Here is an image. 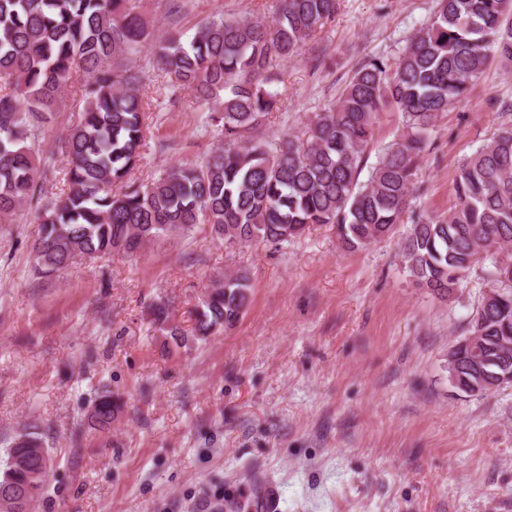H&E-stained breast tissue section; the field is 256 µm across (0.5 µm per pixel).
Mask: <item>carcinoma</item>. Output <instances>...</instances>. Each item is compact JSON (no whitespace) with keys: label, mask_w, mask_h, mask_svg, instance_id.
<instances>
[{"label":"carcinoma","mask_w":512,"mask_h":512,"mask_svg":"<svg viewBox=\"0 0 512 512\" xmlns=\"http://www.w3.org/2000/svg\"><path fill=\"white\" fill-rule=\"evenodd\" d=\"M338 8L339 0H279L270 19L218 14L189 40L171 32L153 43L142 0H0V223L36 203L34 267L51 275L79 259L134 255L197 224L210 225L228 247L282 243L329 224L340 246L354 252L408 221L404 268L440 299L491 259L488 287L501 293L476 308L483 337L459 348L453 381L470 395L500 340L512 344V127L462 161L448 213H416L410 202L439 115L467 98L494 58L512 63V0H438L398 58L365 60L338 101L314 114L302 132L273 144L256 137L278 109L279 95L269 88L276 70ZM147 49L159 71L207 108L222 144L199 164L174 165L144 182L131 174L146 147L149 106L132 63ZM77 80L82 107L59 147L68 192L45 200L32 142ZM387 109L402 114L404 131L362 182L374 126ZM250 288L244 271L216 279L196 310L193 339L205 341L235 323ZM152 315L175 342L186 341L169 322L166 303H156ZM120 409V400L103 393L91 427L110 430ZM36 448L38 477L10 466L0 474L1 487L16 485L29 502L47 477L42 438L24 431L9 452L12 458Z\"/></svg>","instance_id":"obj_1"}]
</instances>
